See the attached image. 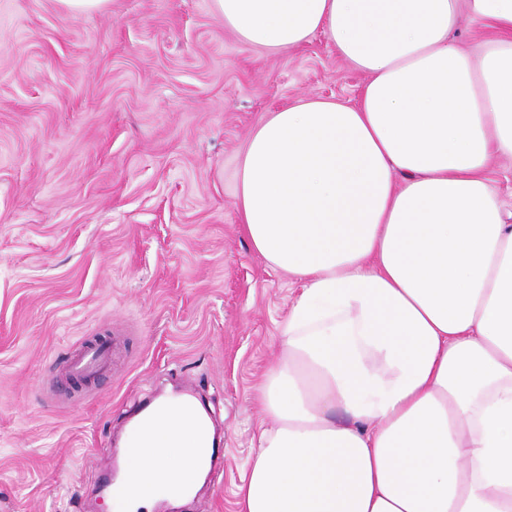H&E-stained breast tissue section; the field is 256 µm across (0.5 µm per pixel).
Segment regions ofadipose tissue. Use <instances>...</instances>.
<instances>
[{
  "label": "adipose tissue",
  "instance_id": "1",
  "mask_svg": "<svg viewBox=\"0 0 512 512\" xmlns=\"http://www.w3.org/2000/svg\"><path fill=\"white\" fill-rule=\"evenodd\" d=\"M212 2L246 43L322 32L368 78L248 140L235 207L298 292L238 512H512V224L487 177L512 158V0ZM465 16L494 37L460 47ZM211 439L193 413L152 420L127 512L194 490Z\"/></svg>",
  "mask_w": 512,
  "mask_h": 512
}]
</instances>
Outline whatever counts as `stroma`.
I'll return each instance as SVG.
<instances>
[{"label": "stroma", "instance_id": "obj_1", "mask_svg": "<svg viewBox=\"0 0 512 512\" xmlns=\"http://www.w3.org/2000/svg\"><path fill=\"white\" fill-rule=\"evenodd\" d=\"M366 82L322 34L260 52L212 0H0V512H115L101 455L180 385L221 427L224 463L175 512H236L250 396L297 292L239 222L247 140L267 113L353 103ZM110 340V370L68 374Z\"/></svg>", "mask_w": 512, "mask_h": 512}]
</instances>
